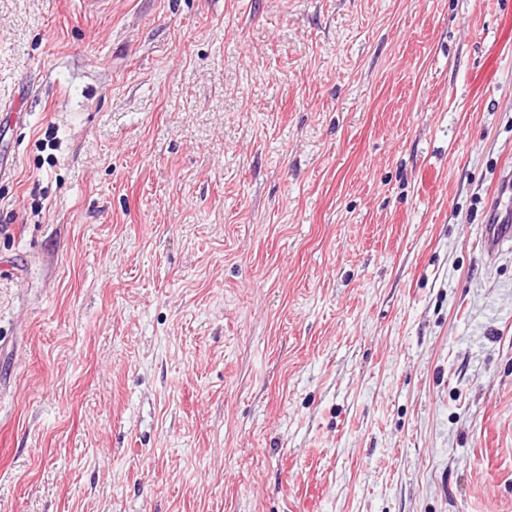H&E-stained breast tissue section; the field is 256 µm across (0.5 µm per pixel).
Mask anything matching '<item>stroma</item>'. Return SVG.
Masks as SVG:
<instances>
[{
    "label": "stroma",
    "mask_w": 512,
    "mask_h": 512,
    "mask_svg": "<svg viewBox=\"0 0 512 512\" xmlns=\"http://www.w3.org/2000/svg\"><path fill=\"white\" fill-rule=\"evenodd\" d=\"M512 0H0V512H512ZM512 241V224L507 216H501L493 210L487 224H484L481 245L488 261H496L503 252V247Z\"/></svg>",
    "instance_id": "1"
}]
</instances>
